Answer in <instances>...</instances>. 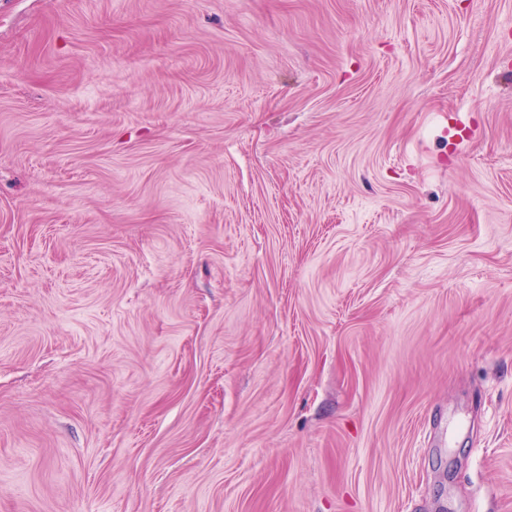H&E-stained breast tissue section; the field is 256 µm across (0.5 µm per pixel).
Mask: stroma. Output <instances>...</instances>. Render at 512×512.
Masks as SVG:
<instances>
[{"mask_svg":"<svg viewBox=\"0 0 512 512\" xmlns=\"http://www.w3.org/2000/svg\"><path fill=\"white\" fill-rule=\"evenodd\" d=\"M0 512H512V0H0Z\"/></svg>","mask_w":512,"mask_h":512,"instance_id":"1","label":"stroma"}]
</instances>
